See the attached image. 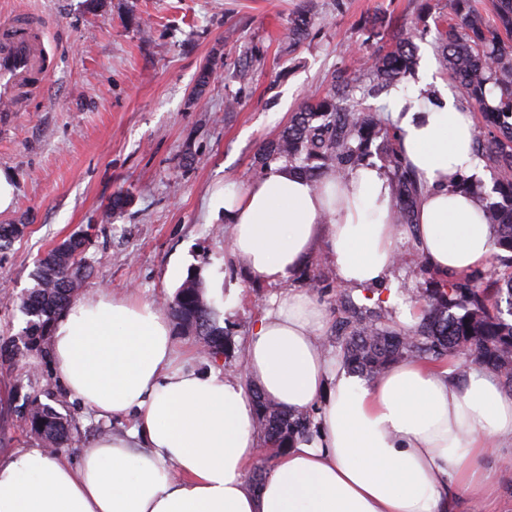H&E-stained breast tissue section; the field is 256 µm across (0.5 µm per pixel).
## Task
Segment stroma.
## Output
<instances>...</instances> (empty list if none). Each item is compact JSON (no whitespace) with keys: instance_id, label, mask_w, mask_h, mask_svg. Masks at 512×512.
<instances>
[{"instance_id":"stroma-1","label":"stroma","mask_w":512,"mask_h":512,"mask_svg":"<svg viewBox=\"0 0 512 512\" xmlns=\"http://www.w3.org/2000/svg\"><path fill=\"white\" fill-rule=\"evenodd\" d=\"M314 19L308 37L288 36L293 12ZM24 14L41 25L50 79L31 88L19 111L0 112V166L16 184L13 210L0 224H21L23 236L0 248V388L12 416L0 428V456L40 442L24 429L34 399L71 418L78 434L65 456L105 433L132 427L128 417L97 418L71 400L60 383L48 344L15 349L27 317L21 297L33 287L38 259L73 234L90 238L92 266L82 296L107 291L165 303L194 272L219 305L218 323L231 346L218 360L204 357L196 336L174 331L179 355L195 365L241 373L240 352L264 312L285 292L310 294L326 316L320 342L338 355L345 318L335 305V263L324 246L289 281L267 284L252 276L231 248L232 227L216 197L224 185L244 189L255 178L260 147L287 125L308 99L329 92L338 71L376 51L365 21L376 15L411 26L428 25L414 39L419 60L436 56V17L448 0H0V17ZM248 80H240L242 67ZM213 74L206 86L198 78ZM130 198L108 207L116 192ZM398 260L385 309L400 318L405 288L428 294L416 274L419 250L398 236ZM237 284L232 307L227 285ZM506 448L482 461L496 489L484 512H512V468Z\"/></svg>"}]
</instances>
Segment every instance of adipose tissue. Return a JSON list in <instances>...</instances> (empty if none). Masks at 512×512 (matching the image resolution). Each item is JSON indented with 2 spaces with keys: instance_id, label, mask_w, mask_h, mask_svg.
Segmentation results:
<instances>
[{
  "instance_id": "adipose-tissue-1",
  "label": "adipose tissue",
  "mask_w": 512,
  "mask_h": 512,
  "mask_svg": "<svg viewBox=\"0 0 512 512\" xmlns=\"http://www.w3.org/2000/svg\"><path fill=\"white\" fill-rule=\"evenodd\" d=\"M434 65L413 93L386 98L401 151L424 184L409 228L442 273H465L495 250L483 202L456 189L477 173L474 122L451 94L431 98ZM232 248L270 284L288 280L324 240L353 288L392 278L397 249L391 180L380 167L312 186L285 161L244 190L225 189ZM323 310L288 293L258 321L249 380L289 410H315L316 429L281 453L259 488L246 469L258 448L244 382L181 360L154 303L100 292L57 318L50 354L61 384L97 417L133 416L125 435H101L79 462L28 448L0 458V512H451L493 487L480 462L512 441V392L471 368L401 361L367 383L318 344Z\"/></svg>"
}]
</instances>
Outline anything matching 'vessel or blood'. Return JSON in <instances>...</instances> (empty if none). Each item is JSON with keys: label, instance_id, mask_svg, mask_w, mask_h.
Returning a JSON list of instances; mask_svg holds the SVG:
<instances>
[{"label": "vessel or blood", "instance_id": "1", "mask_svg": "<svg viewBox=\"0 0 512 512\" xmlns=\"http://www.w3.org/2000/svg\"><path fill=\"white\" fill-rule=\"evenodd\" d=\"M50 76L43 33L24 15L0 19V99L18 102L21 93Z\"/></svg>", "mask_w": 512, "mask_h": 512}]
</instances>
